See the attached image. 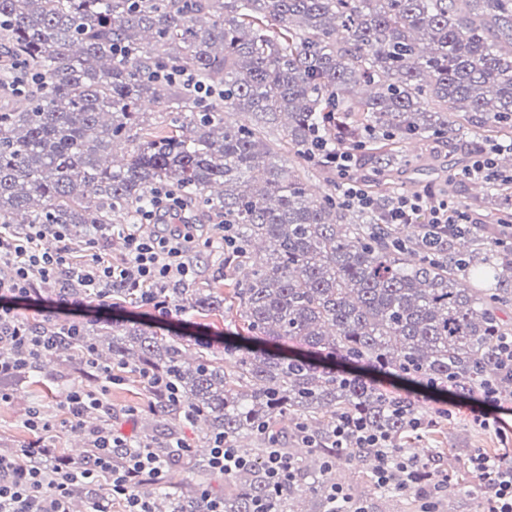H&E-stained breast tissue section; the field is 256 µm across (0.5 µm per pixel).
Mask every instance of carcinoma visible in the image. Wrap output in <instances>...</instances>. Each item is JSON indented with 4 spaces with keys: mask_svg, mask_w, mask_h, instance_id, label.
I'll return each mask as SVG.
<instances>
[{
    "mask_svg": "<svg viewBox=\"0 0 512 512\" xmlns=\"http://www.w3.org/2000/svg\"><path fill=\"white\" fill-rule=\"evenodd\" d=\"M0 89L25 103L0 108V223L65 225L90 242L111 216L140 222L154 189L191 202L235 238L205 250L218 273L251 266L231 296L198 282L152 289L177 314L208 317L237 306L258 345L214 348L206 336L162 334L124 318L77 328L27 322L35 335L60 333V373L115 362L173 383L180 402L155 396L153 425L141 444L173 469L212 476L210 456L178 454L173 421L189 412L204 439L229 441L250 464L224 477V512H326L336 484L328 465L339 417L389 437V456L424 418L395 379L467 400L491 384L512 396L500 373L498 342L512 334V178L488 187L495 224L465 236L471 251L430 249L423 232L377 223V215L330 191L313 196L304 166L330 173L328 153L348 150L377 175L401 168L395 145L448 136L467 112L473 138L512 131V0H0ZM172 117L152 131L144 101ZM254 117L249 125L229 120ZM284 122L282 163L267 129ZM327 143L326 148L319 143ZM123 153L118 167L107 156ZM475 263L498 270L491 292L460 287ZM59 300L85 295L63 278ZM297 355L282 351L286 344ZM0 375L9 392L39 368ZM288 414L292 425L277 428ZM269 428L277 447L316 443L315 469L302 468L277 491L266 476ZM247 437L253 446L239 444ZM445 449L421 460L425 486L444 473ZM377 449L354 446L342 461L376 464ZM163 512H211L189 486L151 500Z\"/></svg>",
    "mask_w": 512,
    "mask_h": 512,
    "instance_id": "carcinoma-1",
    "label": "carcinoma"
}]
</instances>
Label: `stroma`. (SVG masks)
<instances>
[{
	"label": "stroma",
	"mask_w": 512,
	"mask_h": 512,
	"mask_svg": "<svg viewBox=\"0 0 512 512\" xmlns=\"http://www.w3.org/2000/svg\"><path fill=\"white\" fill-rule=\"evenodd\" d=\"M469 137L468 128L456 124L443 141H421L407 145L403 151L407 165L402 172L387 178L383 195L403 189L410 192L441 191L447 193L449 200L466 212L472 221L491 223V207L483 200L481 185L463 176L471 156L462 143ZM97 305V299L86 298L61 309L56 305L54 296L45 293L30 300L18 301L17 315L23 322L50 318L66 323L87 319L90 309ZM111 313L135 317L164 329L199 333L215 341L224 340L240 330L236 312L232 309L221 316L187 315L180 318L165 310L130 300L112 308ZM115 374V382L107 385L85 373L62 378L58 375L56 358H47L45 368L32 372L9 400L0 402V455L36 446L49 449L48 464L63 466L74 462L86 440V430L93 424L92 419L86 418L81 428L71 426L64 400L67 392L78 385L102 390L105 400L112 407L113 430L131 439H139L150 424L147 408L152 391L143 378L129 370L119 368ZM419 404L423 413L428 415L437 410L450 413L447 426L438 440L423 436L413 444L415 452L422 456L437 446L448 452L445 466L451 470L452 477L450 487L439 504L440 512H480L479 497L465 491L466 486L475 482L465 461L478 449L497 447L499 430H481L472 420L468 402L450 396L440 398L423 393L419 396ZM34 406L39 407L51 420L49 431L35 432L28 427V411ZM335 478L352 496L371 504L374 512L420 510V498L414 491L391 498L376 497L365 466L338 465Z\"/></svg>",
	"instance_id": "1"
}]
</instances>
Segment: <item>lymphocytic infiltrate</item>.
Listing matches in <instances>:
<instances>
[{
	"mask_svg": "<svg viewBox=\"0 0 512 512\" xmlns=\"http://www.w3.org/2000/svg\"><path fill=\"white\" fill-rule=\"evenodd\" d=\"M335 162L338 191L344 202L377 213L381 223L412 224L418 215L427 214L429 239L434 244L439 241L440 229L449 227L461 235L468 231L466 214L449 205L447 199L432 192L377 199L351 176V153L336 151ZM193 240L188 227L177 234L154 238L127 234L125 262L116 267L99 260L74 265L68 262L65 249L41 251L0 234V263L11 268L9 277L0 278V347L19 352L10 360L0 358V371L27 367L29 359L51 350L57 342L53 333L30 334L16 315L17 300L31 297L36 282L54 279L63 272L86 294L98 298L103 297L105 288L118 282L139 292L141 303L148 305L152 288L195 277L196 268L188 257ZM386 442L383 435L346 418L338 419L333 429L332 446L340 456L356 445L382 448ZM88 443L94 450L95 468L75 465L52 477L31 462L0 455V512H68L74 490L99 482L107 485L110 499L123 502L124 512H151L147 497L134 493L133 486L139 480H159L164 471L161 458L108 427L91 431ZM116 448L125 449L123 462L113 461ZM467 467L481 478L477 488L481 512H512V458L475 453ZM373 475L377 485L402 492L416 489L422 479L417 460L410 455L394 462L381 461Z\"/></svg>",
	"mask_w": 512,
	"mask_h": 512,
	"instance_id": "f902f5d3",
	"label": "lymphocytic infiltrate"
}]
</instances>
